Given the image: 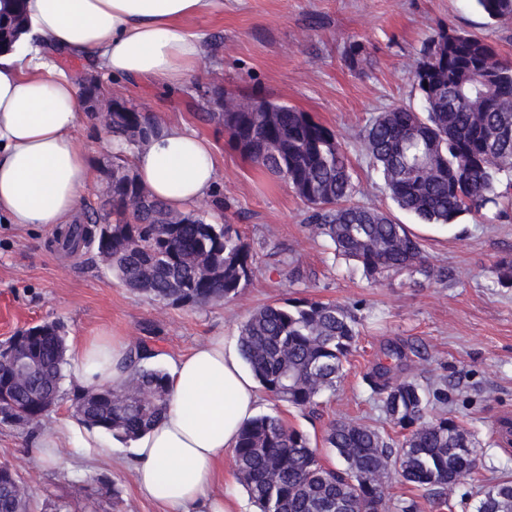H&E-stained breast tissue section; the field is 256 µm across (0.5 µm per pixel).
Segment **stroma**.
<instances>
[{
  "label": "stroma",
  "mask_w": 512,
  "mask_h": 512,
  "mask_svg": "<svg viewBox=\"0 0 512 512\" xmlns=\"http://www.w3.org/2000/svg\"><path fill=\"white\" fill-rule=\"evenodd\" d=\"M186 26L201 36L206 53L201 70L181 88L118 82L104 73L98 79L159 122L184 121L212 142L219 170L207 220L237 225L257 261L253 279L233 299L173 306L127 288L94 248L75 255L51 228L0 223V342L19 329L54 323L71 346L106 326L129 345L147 343L157 352L153 367L167 371L172 358L211 337L236 344L242 323L262 305L309 298L345 306L359 336L335 390L303 410L265 394L259 413L281 416L307 434L330 468L342 466L323 443L333 420L374 427L399 451L403 436L386 419L365 376L384 344H413L404 378L438 391L435 409L447 411L472 435L478 465L442 495L390 476L386 500L392 506L414 500L416 512H471L480 487L512 476V450L498 447L491 435L499 416L512 415V288L497 285L498 261L512 256V191L483 216L450 227L418 224L397 210L359 133L377 113L399 105L420 108L411 69L440 29L482 37L512 61V18L488 23L473 0H224L223 10L201 13ZM355 42L369 59L356 72L345 64ZM217 87L238 97L288 102L339 134L357 201L406 224L423 244L431 278L403 271L372 281L355 263L334 256L308 230L307 208L288 185L232 150L223 125L202 120ZM105 137L88 119L76 133L91 171L82 193L88 207L104 199L112 169L111 154L101 148ZM278 248L292 255L300 279H286L267 266L268 253ZM63 374L58 403L38 430L0 424V463L10 464L27 484L34 512H53L58 504L63 512H161L136 486L128 465L134 457L130 441L81 424L72 409L71 367ZM63 422L71 438L59 461L39 459L36 434Z\"/></svg>",
  "instance_id": "stroma-1"
}]
</instances>
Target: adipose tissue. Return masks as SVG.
<instances>
[{
  "label": "adipose tissue",
  "instance_id": "1",
  "mask_svg": "<svg viewBox=\"0 0 512 512\" xmlns=\"http://www.w3.org/2000/svg\"><path fill=\"white\" fill-rule=\"evenodd\" d=\"M222 0H26L28 30L0 52V223L64 227L78 215L90 179L74 139L84 114L77 79L48 52L83 59L125 81L179 87L204 56L186 20ZM138 181L178 211L217 187L212 144L179 124L158 125L132 156ZM129 349L103 329L72 352L80 386L121 388ZM165 417L134 440L132 471L141 493L163 512H241L237 497H217L225 451L254 417L260 393L238 350L215 336L173 360Z\"/></svg>",
  "mask_w": 512,
  "mask_h": 512
}]
</instances>
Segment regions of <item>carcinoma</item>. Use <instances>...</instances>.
<instances>
[{"mask_svg":"<svg viewBox=\"0 0 512 512\" xmlns=\"http://www.w3.org/2000/svg\"><path fill=\"white\" fill-rule=\"evenodd\" d=\"M490 21L512 17V0H474ZM24 0L0 15V47L12 43L26 21ZM422 111L396 106L362 131L372 165L382 174L397 206L423 224L452 225L496 204L500 175L512 171V66L501 62L486 40L453 28L441 29L412 69ZM246 103L237 111L208 110L224 125L231 149L283 180L312 212L310 231L332 244L335 254L357 262L370 278L403 270L431 276L424 249L406 225L389 213L355 201L351 163L333 130L283 101ZM151 118L124 101L112 112V139L133 152L153 130ZM144 198L130 213L126 199ZM94 243L108 252V267L126 287L175 306L198 307L237 296L254 274L250 246L232 224H211L195 213L176 211L155 198L130 174L124 152L112 162V195L101 208L84 211L70 225L64 244ZM273 266L299 276L295 260L270 253ZM13 358L0 363V390L36 428L58 398L66 363L61 331L21 329ZM357 336L348 310L305 298L256 309L241 325L238 350L262 389L304 409L336 389ZM150 347L129 350L131 374L123 388L104 389L92 403L88 391L73 398L84 424L131 439L158 423L170 398L168 374L144 365ZM367 375L381 395L389 421L405 431L391 458L389 443L369 426L332 421L324 444L345 462L341 470L321 462L300 430L273 415L244 423L234 449L237 479L259 512H389L383 478L396 471L416 488L446 489L476 467L470 435L449 417H432L430 392L403 380L404 347L390 344ZM152 398L141 397L143 391ZM0 512H31L27 485L0 464ZM475 512H512V481L483 493Z\"/></svg>","mask_w":512,"mask_h":512,"instance_id":"cac0c4a2","label":"carcinoma"}]
</instances>
